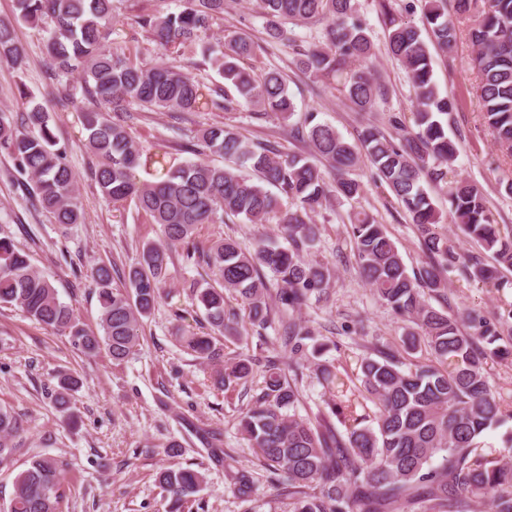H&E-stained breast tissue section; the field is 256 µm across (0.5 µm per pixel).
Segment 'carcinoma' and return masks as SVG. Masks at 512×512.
Masks as SVG:
<instances>
[{
  "instance_id": "1",
  "label": "carcinoma",
  "mask_w": 512,
  "mask_h": 512,
  "mask_svg": "<svg viewBox=\"0 0 512 512\" xmlns=\"http://www.w3.org/2000/svg\"><path fill=\"white\" fill-rule=\"evenodd\" d=\"M179 2L178 11L168 12L148 11L138 0H16V20L46 35L55 79L52 97L70 101L79 94L96 103L84 117V147L97 159L94 180L104 200L115 210L134 206L162 225L165 239L146 245L122 274L91 265L101 308L100 331L93 332L80 325L74 309L33 269L27 254L10 237L0 236V306H17L37 323L68 335L85 355L104 350L120 364L134 354L139 327L161 298L168 252L181 248L187 260L208 267L219 287L193 285V301L204 309L211 333L183 334L179 342L218 367L215 382L226 391L247 383L255 368L263 367V385L240 413L238 429L262 469L277 476L278 496L287 500L288 512H471V504L484 499L491 501L493 512H512V458L486 452L481 441L485 432L512 419L494 396L486 371L488 356H512V345H498L512 320V304L489 317L467 309L449 314L426 299L447 288L446 274L456 266L468 279L501 287L499 267L512 268V229L496 224L479 185L450 176L457 147L448 126L457 100L439 92L421 34L426 30L435 50L446 56L457 45L460 20L471 22L483 117L494 140L512 152V0H454L452 15L448 0H424L420 27L395 18L398 0H377L389 25L386 51L412 81L414 126L392 114L390 132L368 125L356 147L309 112L305 125L293 133L327 162L326 169L269 144L252 145L229 126L200 131L203 150L250 164L255 180L231 166L177 162L167 151L142 149L132 136L135 111L227 112L235 103L230 88L261 115L288 119L295 112L280 72L259 75L246 64L256 55L246 33L227 42L202 43V34L224 18L225 0ZM122 8L131 26L169 61L154 63L138 47L110 39L109 25ZM256 8L276 43L291 42L285 20L295 26L326 22L324 39L298 52L295 65L341 92L361 112L371 111L386 96V87L373 73L376 50L356 0H256ZM197 45L198 65L222 81L205 83L184 72L181 58ZM0 63L14 73L24 64L10 19H0ZM17 89L23 111L14 116L0 111V150L28 178L32 208L51 214L57 224H79L83 209L68 146L53 131L51 111L23 83ZM362 156L373 168L374 182L410 215L429 262L408 271L383 225L357 211L348 228L356 269L395 315L411 323L408 347L424 346L430 360L407 367L393 354L365 357L359 389L335 366H317V379L334 401L330 415L312 420L294 410L302 376L295 358L309 349L320 354L326 344L315 340L307 324L281 321L290 356L264 365L244 352L224 359L217 336L233 333L240 321L239 312L226 305L228 294L241 301L248 322L263 329L271 322L269 300L295 311L327 295L328 267L304 257L318 237L313 217L335 198L359 195L356 170ZM136 167L156 172V179L134 180ZM441 183L448 186L454 222L491 253L496 265L477 256L460 259L448 237L434 231L440 214L427 186ZM270 186L280 195L272 194ZM226 216H240L246 224H276L288 246L260 243L244 250L230 237L208 247L196 244L198 225L222 224ZM77 385L78 380L65 375L53 396L69 418L70 392ZM363 399L375 407L370 420L357 413ZM333 416L346 432L336 428ZM22 429L17 417L0 408V458L7 451L4 440ZM65 472L66 464L55 458L31 461L15 478L6 512H60ZM204 482L199 470H161L159 484L170 497L167 512H179ZM235 483L241 497H251L256 484L251 473L237 474Z\"/></svg>"
}]
</instances>
